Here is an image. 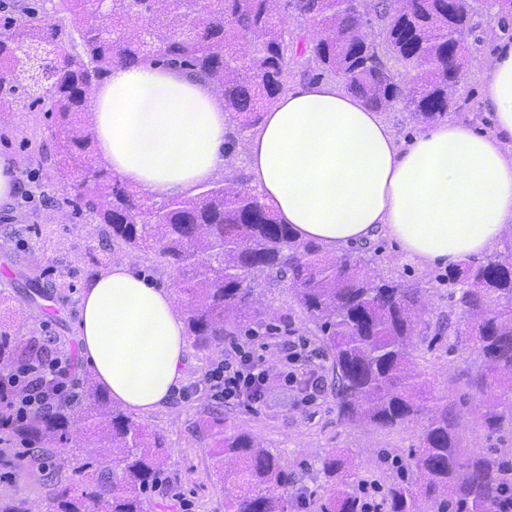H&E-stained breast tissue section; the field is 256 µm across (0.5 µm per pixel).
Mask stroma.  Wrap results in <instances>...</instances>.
Here are the masks:
<instances>
[{
	"label": "stroma",
	"mask_w": 512,
	"mask_h": 512,
	"mask_svg": "<svg viewBox=\"0 0 512 512\" xmlns=\"http://www.w3.org/2000/svg\"><path fill=\"white\" fill-rule=\"evenodd\" d=\"M479 21L480 38L471 44L475 60L464 73L450 117L487 132L492 119L481 107L480 76L495 55L501 33L489 14H480ZM52 150V125L41 107L23 100L10 116L0 120V155L9 157L18 181L12 201L0 205V326L23 329L28 336L59 344L63 351L77 356L81 353L76 333L78 303L94 277L117 262L130 264L151 282L169 289L175 288L177 277L172 269L157 267L153 253H127L124 246L110 240L105 225L96 223L93 216L74 217L57 207L61 186L41 163L43 154ZM371 247L384 275L428 290L432 329L416 337L413 359L418 371L428 377L432 395L455 402L468 453L492 452L512 459V432L491 435L474 422L481 397L466 380L480 359L472 348L446 332L448 286L440 279L441 268L404 260L397 244L384 236ZM263 304L273 316L279 336L305 344L308 358L304 369L314 374L318 384L315 400L304 402L303 384L281 376L273 380L266 402L255 408L196 391L201 375L223 360L224 352L192 346L191 361L170 406L135 416L166 438V479L150 489L148 512H174L179 497L188 503V512H224V484L211 472L213 443L202 425L210 413L222 416L228 431L250 433L281 458L300 484L321 495L328 487L320 458L329 449L351 450L376 498L389 475L382 456L409 464V452L419 443L421 424L380 429L340 422L331 361L292 291L284 283L273 286L265 293ZM22 467V478L12 479L13 465L0 457V497L24 498L38 512H53L44 487L47 465L26 461Z\"/></svg>",
	"instance_id": "stroma-1"
}]
</instances>
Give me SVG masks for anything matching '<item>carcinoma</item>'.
<instances>
[{"mask_svg": "<svg viewBox=\"0 0 512 512\" xmlns=\"http://www.w3.org/2000/svg\"><path fill=\"white\" fill-rule=\"evenodd\" d=\"M285 2L293 29L282 26ZM55 23L27 10L25 24L0 29V113L29 94L20 43L53 47L46 72V113L55 130L52 168L64 183L62 208L95 213L112 240L152 252L181 276L185 322L194 341L224 345L237 332L270 334L261 306L265 288L286 281L306 321L332 359L338 418L382 429L422 419L411 463L386 483L376 512H512V472L492 452L461 449L455 403L425 397L426 379L412 362L414 338L428 332L424 289L384 277L364 246L331 255L291 228L232 169L189 199L154 202L99 163L84 88L98 86L116 64L151 61L205 77L218 86L232 135L244 132L288 91L290 80L341 77L376 111L401 104L415 124L448 119L473 56L478 0H110L90 10L63 0ZM166 22L143 37L139 22ZM404 70L408 78L399 77ZM449 312L482 364L468 385L486 396L477 420L490 433L512 429V238L482 259L448 269ZM47 352L17 330H0V370ZM63 376L83 389L75 409L63 397L34 419L0 429V445L22 443L52 459L56 512H146L145 495L164 476L163 437L124 412L81 372ZM204 426L214 444L213 470L230 492L224 512H293L295 477L279 456L247 432ZM76 458L73 477L60 467ZM322 472L333 491L310 512H368L357 487L365 482L352 457L331 449Z\"/></svg>", "mask_w": 512, "mask_h": 512, "instance_id": "obj_1", "label": "carcinoma"}]
</instances>
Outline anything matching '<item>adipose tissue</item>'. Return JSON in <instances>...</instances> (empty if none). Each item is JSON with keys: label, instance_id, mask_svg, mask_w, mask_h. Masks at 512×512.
<instances>
[{"label": "adipose tissue", "instance_id": "adipose-tissue-1", "mask_svg": "<svg viewBox=\"0 0 512 512\" xmlns=\"http://www.w3.org/2000/svg\"><path fill=\"white\" fill-rule=\"evenodd\" d=\"M493 128L437 123L398 144L378 112L332 82L299 83L265 112L243 153L251 185L298 240L331 253L392 238L423 267H452L512 236V41L483 73ZM90 110L100 159L154 199H186L227 159L224 103L209 80L146 62L113 67ZM82 356L113 403L169 405L188 362L169 289L119 263L80 300Z\"/></svg>", "mask_w": 512, "mask_h": 512}]
</instances>
